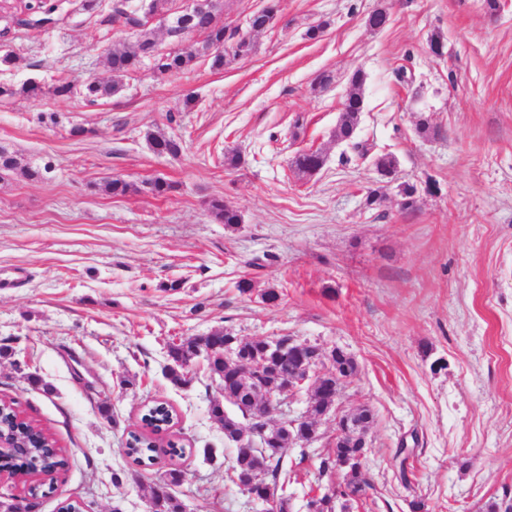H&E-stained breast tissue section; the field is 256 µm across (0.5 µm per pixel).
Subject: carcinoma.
<instances>
[{
	"label": "carcinoma",
	"mask_w": 512,
	"mask_h": 512,
	"mask_svg": "<svg viewBox=\"0 0 512 512\" xmlns=\"http://www.w3.org/2000/svg\"><path fill=\"white\" fill-rule=\"evenodd\" d=\"M277 15V5L271 4L261 10L252 13L251 28L256 32H262L272 27ZM199 32L206 36V42L201 47L183 45L184 36L187 33ZM168 35L174 38L179 46L166 54L155 53L154 40L148 35L136 34L135 40L128 45L114 50L109 54V67L112 70V82L89 83L83 90V98L89 104L98 99L110 96L119 89V79L133 70L137 64L145 59L153 61L154 69L161 75H175L183 71L201 54L211 56V66L220 69L224 67L227 58H243L252 50L251 41L243 36L232 45H226L224 26L218 25L213 9L195 15L191 24L184 26L181 16L176 15L171 19V27ZM364 75L357 70L351 77V90L344 102L340 122L336 128V140L352 143L353 148L359 153L366 152L362 143L356 141V128L359 123V115L363 108L362 89ZM324 164V156L319 152H304L300 154L295 165L299 171L311 174L319 170ZM212 212L215 217L226 224L239 223L237 212L215 200L212 202ZM219 340L213 333L207 336H196L174 344L169 347L168 353L171 364L168 366L167 378L176 386H185L188 383L183 362L198 358V351L205 348L212 349V354L205 356L211 373L221 380L222 396L226 400L236 399L235 405L243 417L238 421L224 413V404L216 399L211 404V414L224 428V436H233L243 431L252 433L255 425L251 423L250 411L252 402L248 399L250 384L238 368L229 362L218 348ZM335 369L342 376H352L357 369V363L350 355L336 351ZM335 403L332 394H314L308 402L307 415L299 417L296 432L293 436H274L267 449L257 454H247L243 451L236 453L234 462L229 468L232 481L239 486L250 488L257 496H273L277 488V480L284 463L288 459L291 447L300 443L309 442L315 435L314 419L323 414ZM176 413L171 405L166 402H156L145 408L142 416L143 427L151 432L166 430L174 424ZM348 426L351 430L361 435L366 433L373 421L370 409L361 407L347 415ZM0 427L4 431H13L27 445V450L16 455L17 464L8 470V477L22 479L34 473L48 475V480H54L50 476L52 472H59L68 465L67 458L61 454L57 441L43 428L31 421L18 416L16 402L0 399ZM154 441L144 433L132 432L127 440V454L134 461L141 463L152 459ZM364 449L350 446L346 437L336 439L333 453L322 458L320 470L326 475L334 471L336 463L344 460L351 462L354 467L352 480L338 488L340 498L344 502H355L366 495L370 484L364 478V470L359 458ZM269 474L274 480L270 484L264 479ZM151 512H182V505L173 494H168L163 500H151ZM485 512H512V488H504L499 500L486 505Z\"/></svg>",
	"instance_id": "carcinoma-1"
}]
</instances>
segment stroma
<instances>
[{
  "label": "stroma",
  "instance_id": "35a3bbf8",
  "mask_svg": "<svg viewBox=\"0 0 512 512\" xmlns=\"http://www.w3.org/2000/svg\"><path fill=\"white\" fill-rule=\"evenodd\" d=\"M149 3L46 0L0 23V58H10L0 86L77 87L0 95V148L19 162L0 177V271L28 272L0 288V399L18 400L69 456L52 493L0 477V501L150 512L152 487L179 468L183 512H261L227 474L236 449L211 415L220 379L203 360L189 386L165 376L171 344L221 331L288 335L358 362L337 411L317 418L316 440L279 476L290 512L335 485L320 461L337 412L361 406L374 415L371 487L349 512H412L416 501L422 512H483L512 486V0L493 12L486 0H224L230 33L278 6L248 57L217 70L203 55L175 75L145 60L118 92L86 104L80 87L111 82L109 52L133 39L116 6L137 11L159 52L174 50L161 18L187 0H168L162 15ZM378 8L389 21L374 30L366 18ZM318 24L322 36L309 39ZM357 70L363 158L336 139ZM152 134L178 140L180 154H157ZM316 150L323 168L299 173L296 156ZM386 154L397 162L390 178L375 169ZM116 178L126 194L109 193ZM158 179L167 193L153 191ZM215 199L239 223L216 219ZM270 290L277 301L265 300ZM154 400L177 420L143 466L125 443Z\"/></svg>",
  "mask_w": 512,
  "mask_h": 512
}]
</instances>
